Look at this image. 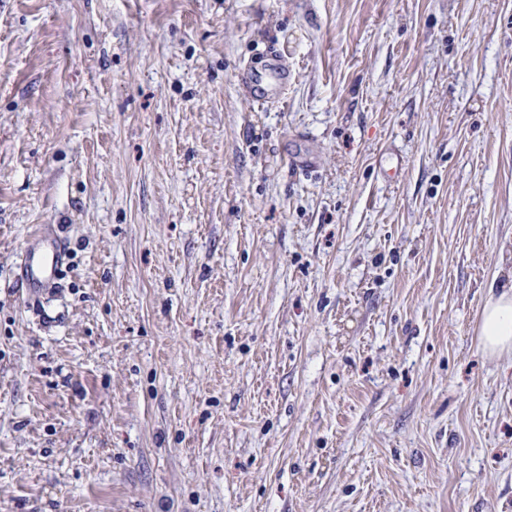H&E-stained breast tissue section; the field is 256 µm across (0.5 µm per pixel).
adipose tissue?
Returning a JSON list of instances; mask_svg holds the SVG:
<instances>
[{
    "mask_svg": "<svg viewBox=\"0 0 512 512\" xmlns=\"http://www.w3.org/2000/svg\"><path fill=\"white\" fill-rule=\"evenodd\" d=\"M478 336L488 356L512 353V281L489 289L479 317Z\"/></svg>",
    "mask_w": 512,
    "mask_h": 512,
    "instance_id": "ef3b65f1",
    "label": "adipose tissue"
}]
</instances>
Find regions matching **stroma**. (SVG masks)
<instances>
[{
    "instance_id": "1",
    "label": "stroma",
    "mask_w": 512,
    "mask_h": 512,
    "mask_svg": "<svg viewBox=\"0 0 512 512\" xmlns=\"http://www.w3.org/2000/svg\"><path fill=\"white\" fill-rule=\"evenodd\" d=\"M509 249L512 0H0V512H512ZM27 248L24 253L25 271L29 288H47L56 283L66 256L56 237L43 240ZM478 336L490 357L512 353V268L511 282L489 288L479 322Z\"/></svg>"
}]
</instances>
